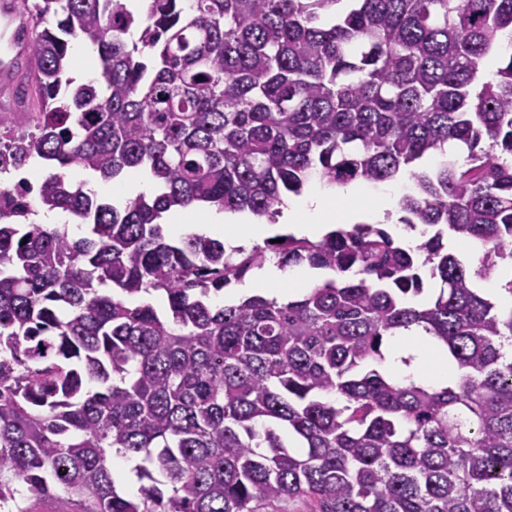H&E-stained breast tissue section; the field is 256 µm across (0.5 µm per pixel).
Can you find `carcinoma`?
I'll return each mask as SVG.
<instances>
[{
  "mask_svg": "<svg viewBox=\"0 0 512 512\" xmlns=\"http://www.w3.org/2000/svg\"><path fill=\"white\" fill-rule=\"evenodd\" d=\"M33 20L40 111L18 136L0 116V139L54 167L40 202L92 236L17 222L27 195L0 190V512H512V305L474 288L512 268V52L481 80L512 0H150L144 19L37 0ZM73 38L102 85L66 76ZM72 166L158 193L119 211ZM403 177L415 245L362 223L228 250L159 223L200 203L272 221L311 180ZM270 255L332 278L212 304ZM418 329L448 385L382 369L386 338Z\"/></svg>",
  "mask_w": 512,
  "mask_h": 512,
  "instance_id": "carcinoma-1",
  "label": "carcinoma"
}]
</instances>
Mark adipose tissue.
Wrapping results in <instances>:
<instances>
[{"label": "adipose tissue", "mask_w": 512, "mask_h": 512, "mask_svg": "<svg viewBox=\"0 0 512 512\" xmlns=\"http://www.w3.org/2000/svg\"><path fill=\"white\" fill-rule=\"evenodd\" d=\"M331 192L312 189L300 196L285 198L277 222L293 226L300 235L315 239L325 232L328 225L337 217L330 199ZM272 230L265 219L250 213H222L212 215L206 233L211 237H221L225 241L243 245L262 239ZM280 270L269 263L253 274L254 285L260 286L267 298L280 301L307 293L312 280L301 270L293 271L292 289L279 288ZM383 369L399 378L410 377L433 387H441L456 378L458 371L449 367L447 359L431 337L398 336L389 343V352Z\"/></svg>", "instance_id": "adipose-tissue-1"}]
</instances>
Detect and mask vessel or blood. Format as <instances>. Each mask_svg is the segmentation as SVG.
Segmentation results:
<instances>
[{
	"label": "vessel or blood",
	"instance_id": "vessel-or-blood-1",
	"mask_svg": "<svg viewBox=\"0 0 512 512\" xmlns=\"http://www.w3.org/2000/svg\"><path fill=\"white\" fill-rule=\"evenodd\" d=\"M35 31L21 0H0V105L15 103L17 62Z\"/></svg>",
	"mask_w": 512,
	"mask_h": 512
}]
</instances>
